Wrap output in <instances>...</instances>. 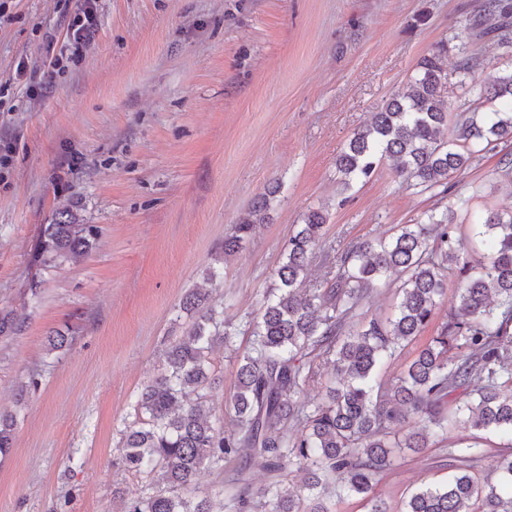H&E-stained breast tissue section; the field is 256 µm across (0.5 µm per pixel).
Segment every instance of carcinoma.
I'll use <instances>...</instances> for the list:
<instances>
[{
    "mask_svg": "<svg viewBox=\"0 0 512 512\" xmlns=\"http://www.w3.org/2000/svg\"><path fill=\"white\" fill-rule=\"evenodd\" d=\"M470 25L512 48L511 3L486 0ZM447 55V44L434 47L418 62L409 91L390 97L353 133L336 159L341 192L391 160L411 186L446 193L478 148L512 140V68L477 82L476 59L462 56L460 84L475 99L472 109L453 113L441 95ZM277 191L271 187L254 204L224 239L216 262L238 255ZM325 223L323 212L311 210L284 243L285 262L248 320L251 344L238 358L237 390L221 415L207 407L210 353L216 343L231 342L237 328L210 304L209 291L194 289L183 298L185 336L166 350L165 373L141 391L123 434L119 466L142 486L122 499L120 512H224V489L200 491L197 477L205 466L238 458L275 476L259 486L243 482L232 498L235 512H335L338 488L361 496L369 512H391L374 487L390 469L394 449L417 452L444 437L450 402L455 425L468 433L452 449L455 474L445 485L419 487L399 512H512V492L503 489L512 487V453L498 461L499 482L467 471L480 453L471 433L512 438V211L476 217L473 231L487 246L480 260L465 249L450 210L343 250L323 280L309 283ZM97 233V225L62 211L44 226L37 261L50 267L77 257L92 248ZM393 274L402 294L394 316H362L374 288ZM454 278L457 304L448 319L399 376L378 382L380 367L422 337ZM328 365L333 379L322 401L310 406L300 394ZM226 418L233 422L229 430ZM411 419L421 428L391 439L393 427ZM15 425L13 415L0 413L3 458L13 448ZM287 464L304 475L297 490L283 486Z\"/></svg>",
    "mask_w": 512,
    "mask_h": 512,
    "instance_id": "carcinoma-1",
    "label": "carcinoma"
}]
</instances>
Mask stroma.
Masks as SVG:
<instances>
[{"mask_svg":"<svg viewBox=\"0 0 512 512\" xmlns=\"http://www.w3.org/2000/svg\"><path fill=\"white\" fill-rule=\"evenodd\" d=\"M485 0H98L99 26L78 63L45 67L67 42L75 0H0V312L22 326L0 336V411L15 415L0 461V512H118L113 490L141 483L117 467L138 392L185 331L182 297L210 290L238 329L216 345L223 410L288 237L311 210L327 213L337 249L455 208L512 210L502 173L512 142L478 153L448 193L417 192L382 165L342 200L336 158L377 106L404 91L420 59L448 43L452 111L468 108L456 68L476 58L486 78L512 50L468 21ZM27 71L16 77L18 61ZM270 218L232 261L214 257L268 185ZM99 228L89 253L43 267V225L63 209ZM216 281H208L209 267ZM72 336L49 350L46 335ZM39 385L24 403L20 386ZM461 432L403 450L375 492L398 512L418 487L446 481Z\"/></svg>","mask_w":512,"mask_h":512,"instance_id":"1","label":"stroma"}]
</instances>
